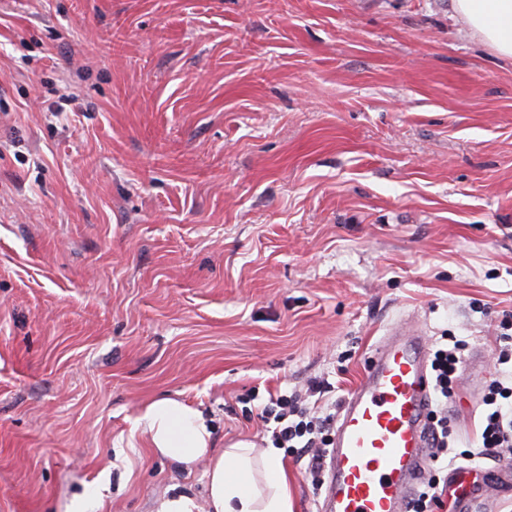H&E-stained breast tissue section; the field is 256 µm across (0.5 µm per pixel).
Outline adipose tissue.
<instances>
[{"label":"adipose tissue","instance_id":"ef3b65f1","mask_svg":"<svg viewBox=\"0 0 512 512\" xmlns=\"http://www.w3.org/2000/svg\"><path fill=\"white\" fill-rule=\"evenodd\" d=\"M451 7L495 55L512 59V0H451ZM136 424L155 453L188 469L205 463L208 512H293L281 449L246 439L214 447L202 411L169 397L151 401Z\"/></svg>","mask_w":512,"mask_h":512}]
</instances>
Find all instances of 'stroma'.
<instances>
[{
  "instance_id": "1",
  "label": "stroma",
  "mask_w": 512,
  "mask_h": 512,
  "mask_svg": "<svg viewBox=\"0 0 512 512\" xmlns=\"http://www.w3.org/2000/svg\"><path fill=\"white\" fill-rule=\"evenodd\" d=\"M449 2L0 0V512L205 503L145 404L263 448L270 397L331 411L401 325L483 354L448 402L472 447L512 311V60ZM435 478V512H512L507 461ZM194 496L175 493L159 502L156 512H200Z\"/></svg>"
}]
</instances>
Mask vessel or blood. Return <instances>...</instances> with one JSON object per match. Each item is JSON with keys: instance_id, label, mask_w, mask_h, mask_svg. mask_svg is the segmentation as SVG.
Returning <instances> with one entry per match:
<instances>
[{"instance_id": "obj_1", "label": "vessel or blood", "mask_w": 512, "mask_h": 512, "mask_svg": "<svg viewBox=\"0 0 512 512\" xmlns=\"http://www.w3.org/2000/svg\"><path fill=\"white\" fill-rule=\"evenodd\" d=\"M429 360L412 329L382 339L341 407L317 512H406L428 460Z\"/></svg>"}]
</instances>
